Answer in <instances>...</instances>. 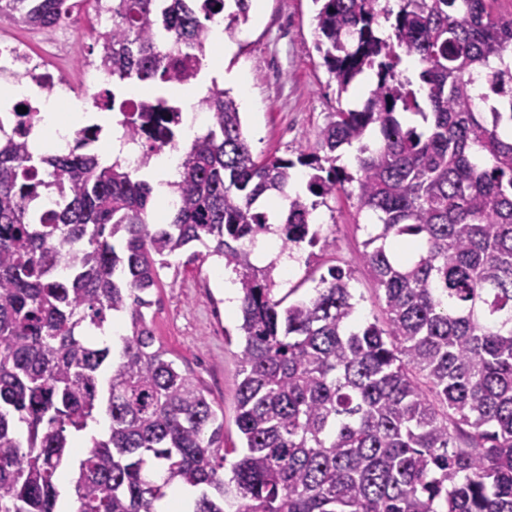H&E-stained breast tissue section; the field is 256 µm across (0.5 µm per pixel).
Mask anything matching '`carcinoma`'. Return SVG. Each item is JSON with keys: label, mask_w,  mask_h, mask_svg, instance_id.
<instances>
[{"label": "carcinoma", "mask_w": 512, "mask_h": 512, "mask_svg": "<svg viewBox=\"0 0 512 512\" xmlns=\"http://www.w3.org/2000/svg\"><path fill=\"white\" fill-rule=\"evenodd\" d=\"M82 2L0 0V22L48 34ZM226 2L112 0L97 60L121 83L182 85L213 25L247 22L249 0ZM313 2L337 92L377 78L319 130L324 156L254 159L238 100L214 84L211 122L182 154L181 204L152 224L151 186L119 162L78 147L33 161L0 137V512H155L175 485L201 489L193 512H512V13L493 0ZM404 56L421 66L416 89ZM96 107L123 104L105 88ZM407 112L428 128L403 127ZM353 144L354 175L336 166ZM299 166L309 204L287 194ZM347 184L376 219L364 259L383 322L356 324L340 267L309 298L274 299L271 268L242 246L271 231L255 203L273 194L288 200L282 251L314 244L313 211ZM190 245L238 274L244 453L228 478L224 422L147 313ZM101 416L105 436L71 460Z\"/></svg>", "instance_id": "1"}]
</instances>
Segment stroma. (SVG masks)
Returning a JSON list of instances; mask_svg holds the SVG:
<instances>
[{
  "label": "stroma",
  "instance_id": "35a3bbf8",
  "mask_svg": "<svg viewBox=\"0 0 512 512\" xmlns=\"http://www.w3.org/2000/svg\"><path fill=\"white\" fill-rule=\"evenodd\" d=\"M316 10L313 0H264L261 13L241 25L234 36L235 50L223 59L225 70L248 77L247 90L255 106L243 109L241 117L255 158L292 159L301 148L319 151L317 134L330 113L360 105L353 93H338L322 64L316 48ZM65 29L59 53L48 56L47 63L50 70L75 80L95 39L81 25L69 23ZM315 216L321 238L316 246L302 250L300 261L288 273H274L275 296L291 288L298 296H311L321 275L339 266L353 275L357 318L383 320L382 293L363 261L368 217L359 211L355 195L338 192L317 208ZM233 273L230 267L219 270L212 258L163 270L150 310L157 342L200 385L213 407L224 412L228 467L237 461L241 445L235 422L240 316L225 308V279Z\"/></svg>",
  "mask_w": 512,
  "mask_h": 512
}]
</instances>
